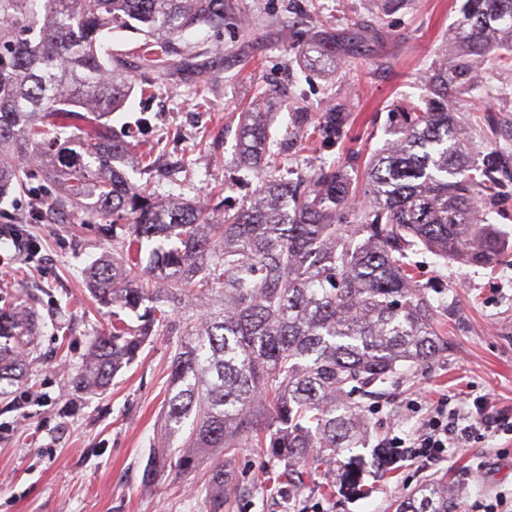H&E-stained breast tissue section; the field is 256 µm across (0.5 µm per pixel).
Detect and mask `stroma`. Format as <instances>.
<instances>
[{
  "mask_svg": "<svg viewBox=\"0 0 512 512\" xmlns=\"http://www.w3.org/2000/svg\"><path fill=\"white\" fill-rule=\"evenodd\" d=\"M463 2L407 0L385 11L380 0H231L234 12L223 29L174 39L177 64L160 74L139 63L142 35L113 30L112 55L124 60L133 89L111 118L112 134L131 138L133 153L155 165L149 176L130 172L131 181L153 178L163 197L217 196L239 206L258 182L236 164L239 114L260 98L270 102L278 177L303 180L333 163L355 173L392 139L404 100L426 93ZM312 47L335 48L336 57L312 64L304 56ZM478 70L481 81L461 89L453 112L472 160L494 150L508 159L497 175V196L483 208L512 239V87L500 82L498 57L481 58ZM335 107L346 116L342 140L297 123L298 114L315 117ZM37 209L41 223H27ZM107 226L101 218L42 208L30 194L0 203V230L36 245L0 264V296L29 290L40 327L21 386L0 398V512H205L209 463L190 474L143 478L150 453L164 446L170 337H152L106 391L71 381L92 338L112 321L86 274L112 253ZM410 260L428 298L446 303L437 320L447 348L363 396L370 435L355 453L366 462L368 494H324V469L313 461L305 487L289 492L269 483L278 464L265 449L246 446L224 460L234 477L224 492L225 512H396L403 497L436 474L447 478L456 512H473L495 493L512 491L506 435L449 449L437 465L378 466V442L421 423L424 413L410 409V401L448 395L453 406L469 409L486 396L512 413V262L490 271L446 262L421 247Z\"/></svg>",
  "mask_w": 512,
  "mask_h": 512,
  "instance_id": "stroma-1",
  "label": "stroma"
}]
</instances>
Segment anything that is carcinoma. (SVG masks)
Returning <instances> with one entry per match:
<instances>
[{
  "label": "carcinoma",
  "instance_id": "1",
  "mask_svg": "<svg viewBox=\"0 0 512 512\" xmlns=\"http://www.w3.org/2000/svg\"><path fill=\"white\" fill-rule=\"evenodd\" d=\"M231 11L230 0H0V200L37 181L53 211L130 224L112 236L118 256L89 267L96 299L115 311L72 382L104 390L151 337L175 339L165 427L181 444L148 458L146 477L190 473L246 436L287 463L270 482L300 489L302 460L313 453L333 467L366 437L363 392L441 350L437 306L407 252L422 246L476 267L512 256L477 207L496 195L505 159L493 151L468 165L448 110L480 58L504 49L512 63V0H465L448 69L408 102L396 138L365 164L366 206L354 204L352 179L333 164L305 192L265 175L249 200L216 216L128 179L126 168L144 160L112 138L109 120L132 79L104 40L114 28L134 30L145 37L142 66L168 69L170 41L199 26L222 29ZM269 124L268 112L241 113L242 166L276 169ZM343 128L334 111L315 131L338 138ZM35 335L27 298L0 307V383L19 381L28 346L19 339ZM226 478L224 459L214 460L206 512H224ZM399 512H452L448 481L431 478Z\"/></svg>",
  "mask_w": 512,
  "mask_h": 512
}]
</instances>
